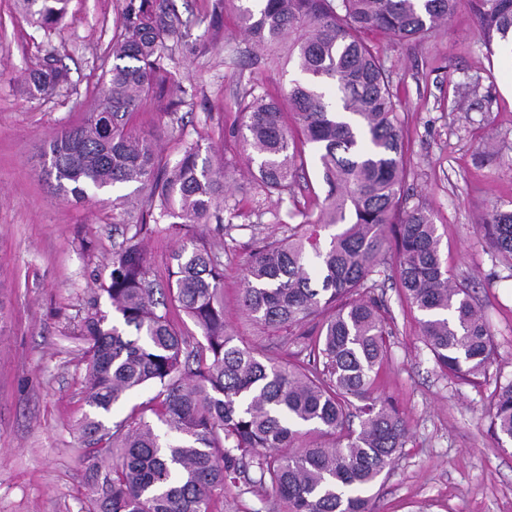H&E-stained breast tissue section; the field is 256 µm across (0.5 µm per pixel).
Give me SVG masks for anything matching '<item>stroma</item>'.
Listing matches in <instances>:
<instances>
[{
  "mask_svg": "<svg viewBox=\"0 0 512 512\" xmlns=\"http://www.w3.org/2000/svg\"><path fill=\"white\" fill-rule=\"evenodd\" d=\"M186 23L171 45L173 83L149 95L139 129L160 134L163 159L180 142L203 156L239 160L237 101L255 89L284 97L298 76L283 56L255 54L224 0H170ZM127 0H67L56 29L31 24L20 0H0V512H90L86 441L75 432L88 413L80 327L107 282L112 252L139 228L113 208L111 193L81 205L63 202L37 156L59 129L93 109L109 44ZM471 0L420 41L372 35L390 73L406 148L408 205L432 213L441 256L469 279L491 331L493 362L477 382L444 374L396 287L393 267L378 274L392 334L377 392L397 408L409 438L374 489L375 512H512V446H499L490 406L512 379V259L495 252L479 226L492 209L512 211V56L489 51ZM50 63L68 81L29 99L22 79ZM318 161L283 200L258 201L236 176L241 210L224 236V321L245 342L288 356L292 343L263 330L241 308L249 255L270 235L286 237L301 210L324 196Z\"/></svg>",
  "mask_w": 512,
  "mask_h": 512,
  "instance_id": "1",
  "label": "stroma"
}]
</instances>
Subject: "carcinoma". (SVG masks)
I'll use <instances>...</instances> for the list:
<instances>
[{"label":"carcinoma","instance_id":"obj_1","mask_svg":"<svg viewBox=\"0 0 512 512\" xmlns=\"http://www.w3.org/2000/svg\"><path fill=\"white\" fill-rule=\"evenodd\" d=\"M48 30L66 0H22ZM480 36L491 47L512 42V0H473ZM240 29L254 45L286 51L299 78L286 97H240L239 133L248 175L270 198L291 192L314 148L328 186L319 213L299 212L288 240L265 241L246 261L241 305L255 322L299 344L294 359L240 346L224 324V241L196 235L238 217L231 179L218 159L186 143L180 159L161 166L151 139L133 117L142 98L162 90L167 43L183 23L167 0H128L112 38V66L85 120L58 132L43 153L55 190L81 203L103 189L133 187L112 200L144 198L140 224L169 220L181 243L168 279L150 275L143 241L130 238L112 254L101 291L112 308L90 303L81 323L87 343L86 404L77 427L91 444L85 461L93 512H211L224 486L270 497L280 512H373V489L405 447L407 427L375 383L391 334L387 311L371 296L373 275L388 262L386 228L395 241L397 285L420 313V333L437 365L472 381L492 364L490 330L467 285L441 259V236L408 197L400 119L389 76L364 37L377 31L419 40L455 12L459 0H231ZM67 80L51 65L24 80L32 98ZM229 215L223 221L222 213ZM336 227L320 238L317 228ZM481 231L512 257V211L494 209ZM184 314L198 335L182 331ZM322 318L315 332L302 326ZM149 387L166 427L147 421L111 429L113 405ZM359 419V430L351 418ZM497 439L512 442V380L497 387L491 420ZM334 437L332 445L296 447L302 428ZM116 450L103 464L102 449ZM255 469L259 477L250 476Z\"/></svg>","mask_w":512,"mask_h":512}]
</instances>
